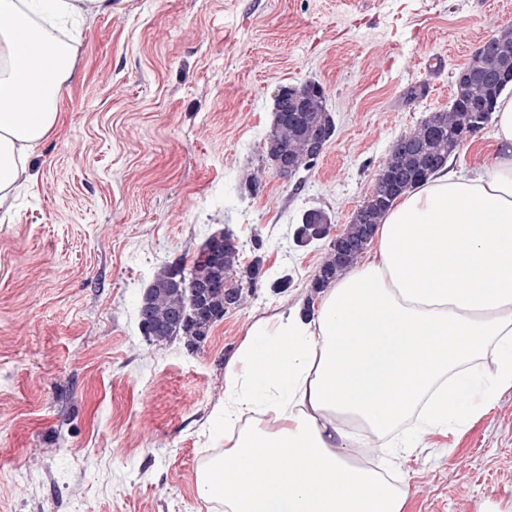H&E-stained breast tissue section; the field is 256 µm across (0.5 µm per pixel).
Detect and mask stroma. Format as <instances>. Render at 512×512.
Wrapping results in <instances>:
<instances>
[{"instance_id":"35a3bbf8","label":"stroma","mask_w":512,"mask_h":512,"mask_svg":"<svg viewBox=\"0 0 512 512\" xmlns=\"http://www.w3.org/2000/svg\"><path fill=\"white\" fill-rule=\"evenodd\" d=\"M507 26L512 0H101L0 210V512H207L195 476L224 448V371L254 321L310 299L329 248L296 243L302 214L343 230L393 142ZM307 80L333 137L249 192L277 88ZM219 229L262 263L246 304L197 349L147 339L141 293ZM356 454L406 480L404 512H512V388L399 457Z\"/></svg>"}]
</instances>
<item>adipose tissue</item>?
<instances>
[{
    "mask_svg": "<svg viewBox=\"0 0 512 512\" xmlns=\"http://www.w3.org/2000/svg\"><path fill=\"white\" fill-rule=\"evenodd\" d=\"M99 0H0V205L54 129L73 45L34 18L69 21ZM495 153L407 193L375 256L333 282L310 318L253 323L224 374V451L196 494L224 512H402L405 482L354 461L366 441L412 448L460 428L512 388V97Z\"/></svg>",
    "mask_w": 512,
    "mask_h": 512,
    "instance_id": "obj_1",
    "label": "adipose tissue"
}]
</instances>
